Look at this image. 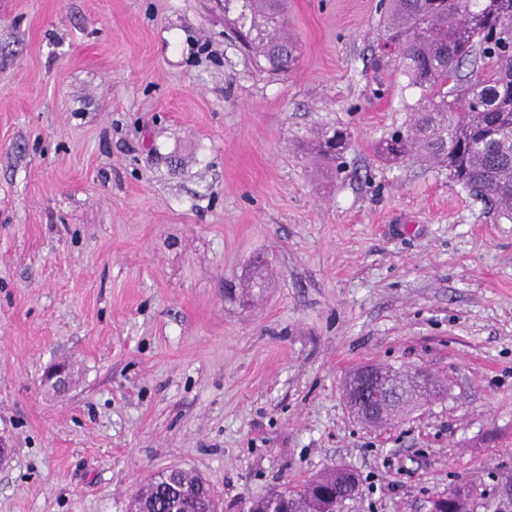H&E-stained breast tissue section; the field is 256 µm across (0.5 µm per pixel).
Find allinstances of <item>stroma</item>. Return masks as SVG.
I'll list each match as a JSON object with an SVG mask.
<instances>
[{"label":"stroma","instance_id":"35a3bbf8","mask_svg":"<svg viewBox=\"0 0 512 512\" xmlns=\"http://www.w3.org/2000/svg\"><path fill=\"white\" fill-rule=\"evenodd\" d=\"M380 12L288 0L273 74L224 0H0V512H129L171 466L236 512L339 465L345 512H512V222L374 153L420 98ZM329 125L340 179L303 150ZM364 365L446 392L368 427ZM327 136H333L336 139V142L334 140L329 142L332 147L336 145V152L323 151L321 146L319 149L316 147L314 148V158L322 172L338 175L345 164L344 158L350 147V136L347 131L340 128L326 129L322 132L321 139H325ZM441 496L446 497V509L443 512H467V500L470 496L469 489L459 488L449 491V494L443 493L438 498L430 502L429 512H439L443 499Z\"/></svg>","mask_w":512,"mask_h":512}]
</instances>
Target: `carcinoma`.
Instances as JSON below:
<instances>
[{"mask_svg": "<svg viewBox=\"0 0 512 512\" xmlns=\"http://www.w3.org/2000/svg\"><path fill=\"white\" fill-rule=\"evenodd\" d=\"M257 0H224V13L251 34L248 49L267 43L257 54L270 71L286 72L298 58L294 43L271 33L284 27V0H264L263 24L257 23ZM382 38L398 45L397 69L423 91L409 124L375 145L387 163L422 156L448 170V179L484 200L497 217L512 221V55L498 42L512 43V0H389ZM471 64L483 73L460 78ZM336 139V151L315 149L321 171L341 173L350 136L340 128L321 138ZM385 377L418 400L431 395L432 383L418 373L383 370ZM152 512H216L209 485L182 470L142 485ZM349 484L331 469L317 481L285 485L248 501L249 512H334L347 497ZM470 491H449L443 512H467Z\"/></svg>", "mask_w": 512, "mask_h": 512, "instance_id": "carcinoma-1", "label": "carcinoma"}]
</instances>
